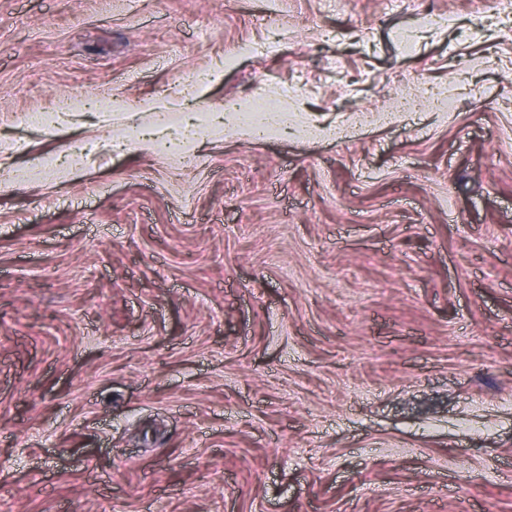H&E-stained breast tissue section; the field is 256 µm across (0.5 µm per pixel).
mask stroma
<instances>
[{
	"label": "stroma",
	"mask_w": 512,
	"mask_h": 512,
	"mask_svg": "<svg viewBox=\"0 0 512 512\" xmlns=\"http://www.w3.org/2000/svg\"><path fill=\"white\" fill-rule=\"evenodd\" d=\"M0 512H512V12L0 0Z\"/></svg>",
	"instance_id": "obj_1"
}]
</instances>
